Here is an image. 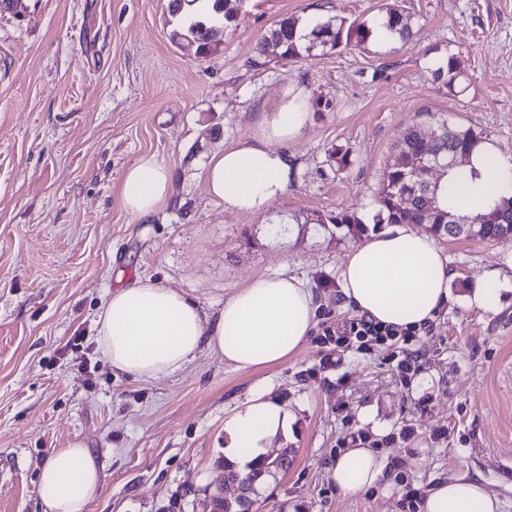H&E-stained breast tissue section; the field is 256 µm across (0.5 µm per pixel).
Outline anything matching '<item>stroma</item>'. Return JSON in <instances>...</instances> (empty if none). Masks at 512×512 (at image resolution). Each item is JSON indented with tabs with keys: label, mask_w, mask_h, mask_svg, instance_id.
Returning <instances> with one entry per match:
<instances>
[{
	"label": "stroma",
	"mask_w": 512,
	"mask_h": 512,
	"mask_svg": "<svg viewBox=\"0 0 512 512\" xmlns=\"http://www.w3.org/2000/svg\"><path fill=\"white\" fill-rule=\"evenodd\" d=\"M313 10L368 27L396 10L410 35L261 55L276 24ZM180 26L169 0H9L0 11V512H45L40 466L75 445L100 471L87 512H204L219 486L235 498L224 419L260 386L290 414L272 451L292 464L261 483L256 512H409L410 490L459 473L512 512V237L442 241L453 301L412 340L365 348L325 335L360 320L337 284L355 240L327 218L345 210L377 231L376 196L408 128L427 135L445 119L512 156V0H245L206 57L173 40ZM448 56L463 92L433 75ZM299 90L311 113L285 145L286 191L256 213L226 208L207 190L210 158L260 143ZM339 148L352 151L347 167ZM146 154L172 171L173 194L137 217L119 184ZM492 269L502 290L487 312L466 294ZM281 273L320 302L312 335L282 365L238 370L204 350L142 380L98 348L100 308L135 280L210 314ZM406 348L420 359L405 377ZM356 436L391 479L345 496L327 468Z\"/></svg>",
	"instance_id": "obj_1"
}]
</instances>
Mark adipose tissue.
Masks as SVG:
<instances>
[{"label":"adipose tissue","mask_w":512,"mask_h":512,"mask_svg":"<svg viewBox=\"0 0 512 512\" xmlns=\"http://www.w3.org/2000/svg\"><path fill=\"white\" fill-rule=\"evenodd\" d=\"M469 161L481 174L475 203L512 194V159L480 143ZM286 154L240 143L214 155L208 165L209 192L225 206L260 211L288 187ZM173 192L168 167L141 156L124 173V209L146 216L167 204ZM448 259L436 240L404 226L374 232L347 253L338 274L345 307L401 329L428 325L451 300ZM318 303L306 282L286 275L258 277L238 289L213 317L174 289L146 278L114 290L98 314L97 340L113 369L139 379L176 373L203 349L220 354L239 370H262L295 355L309 338ZM287 412L255 391L247 406L228 415L226 454L240 474L267 453L283 429ZM338 492L358 494L388 484L384 458L367 448H350L330 465ZM100 484L98 468L85 448L52 450L39 470L38 494L47 512H87ZM421 512H498L499 501L465 475L429 488Z\"/></svg>","instance_id":"ef3b65f1"}]
</instances>
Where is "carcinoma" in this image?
Returning a JSON list of instances; mask_svg holds the SVG:
<instances>
[{
    "instance_id": "1",
    "label": "carcinoma",
    "mask_w": 512,
    "mask_h": 512,
    "mask_svg": "<svg viewBox=\"0 0 512 512\" xmlns=\"http://www.w3.org/2000/svg\"><path fill=\"white\" fill-rule=\"evenodd\" d=\"M231 0H212V14L192 21L187 33L182 38L192 39L197 43V53L203 56L211 54L219 44L218 36L223 34L224 24L232 22L236 13L230 8ZM298 21L287 18L282 20L270 35L264 38L261 52L272 55L280 54L290 59L298 58L303 51L317 46L332 50L348 45L353 41L364 43L371 38L372 31L365 26H345L331 20L317 24L309 33L296 36ZM383 25L392 34L401 38L409 33V17L397 12H390L384 18ZM434 77L443 80L449 89L460 83L461 72L453 57H447L433 71ZM481 133L472 128L450 127L442 120L432 131L431 136H423L419 129H408L403 138L398 159L388 164L384 173L381 189L377 197L378 211L374 220L378 224H422L427 223L430 231L439 238H455L459 236L457 226L469 224L478 219H486L488 223L480 225L478 237L494 241L512 233V224H494L492 218L500 213H512V196L501 197L484 207L481 212L470 215L466 209L470 197L462 194V189L474 185L479 174L457 168V179L452 184L443 181L431 187L430 196L433 207L428 214L422 213L424 189L422 181L408 176L417 160L424 155H448L458 148L472 150L482 142ZM413 197L414 204L408 207L403 204V196ZM455 223H448V218ZM331 224H344L350 230L361 231L363 221L355 214L341 211L328 218ZM209 512H243L244 504L240 500L228 501L215 494L209 495Z\"/></svg>"
}]
</instances>
